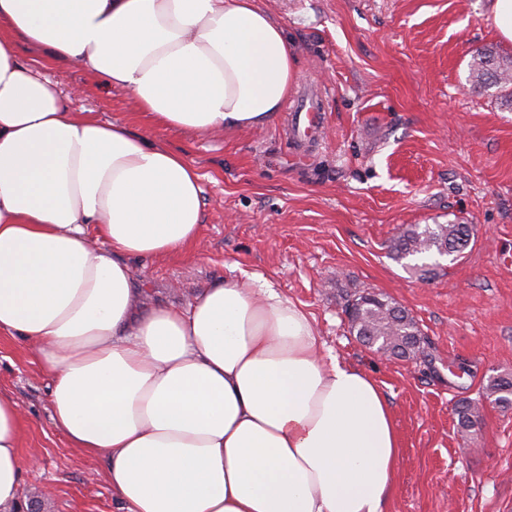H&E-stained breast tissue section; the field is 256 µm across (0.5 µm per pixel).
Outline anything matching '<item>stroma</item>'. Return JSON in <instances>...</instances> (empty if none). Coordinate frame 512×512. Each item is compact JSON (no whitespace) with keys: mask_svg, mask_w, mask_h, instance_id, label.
I'll list each match as a JSON object with an SVG mask.
<instances>
[{"mask_svg":"<svg viewBox=\"0 0 512 512\" xmlns=\"http://www.w3.org/2000/svg\"><path fill=\"white\" fill-rule=\"evenodd\" d=\"M286 30L305 97L325 113L300 146L288 112L219 137L155 128L129 93L87 72L46 73L75 110L126 123L183 152L203 189L191 257L143 259L148 303L184 304L233 270L258 273L310 316L326 348L371 376L400 440L384 512H512V406L485 386L512 375V102L475 93L469 65L497 36L488 0H257ZM474 227L457 260L436 275L393 260L387 245L411 224ZM383 294L406 308L427 355L390 362L349 329L347 293ZM0 393L19 404L24 497L45 512H117L106 460L69 445L52 425L48 381L29 349L0 334ZM480 409L460 433V400Z\"/></svg>","mask_w":512,"mask_h":512,"instance_id":"stroma-1","label":"stroma"}]
</instances>
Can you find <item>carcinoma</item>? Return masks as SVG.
I'll use <instances>...</instances> for the list:
<instances>
[{
	"mask_svg": "<svg viewBox=\"0 0 512 512\" xmlns=\"http://www.w3.org/2000/svg\"><path fill=\"white\" fill-rule=\"evenodd\" d=\"M470 89L482 92L497 87L512 97V62L500 59L486 48L476 51L470 65ZM473 227L461 222L448 224H416L403 230L390 241L395 257L440 256L460 257L468 248ZM351 329L358 340L373 351L393 354L403 360L426 356L425 338L413 316L402 306L379 294L362 293L348 299L345 307ZM490 395L503 406L512 404V378L500 376L491 380ZM458 425L473 428L478 419L477 407L468 400L457 406Z\"/></svg>",
	"mask_w": 512,
	"mask_h": 512,
	"instance_id": "cac0c4a2",
	"label": "carcinoma"
}]
</instances>
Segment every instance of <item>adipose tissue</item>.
I'll return each mask as SVG.
<instances>
[{"label": "adipose tissue", "instance_id": "adipose-tissue-1", "mask_svg": "<svg viewBox=\"0 0 512 512\" xmlns=\"http://www.w3.org/2000/svg\"><path fill=\"white\" fill-rule=\"evenodd\" d=\"M13 39L154 126L220 134L282 111L284 28L256 0H0V333L32 346L54 427L106 457L119 512H383L400 444L377 383L265 282L146 306L132 262L191 256L198 170L73 111ZM21 435L0 394V512L23 499Z\"/></svg>", "mask_w": 512, "mask_h": 512}]
</instances>
